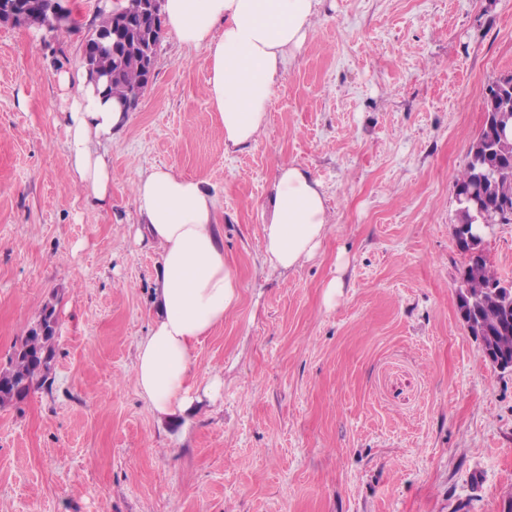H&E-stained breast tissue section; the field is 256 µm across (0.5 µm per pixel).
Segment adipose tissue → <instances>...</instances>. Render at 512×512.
Returning a JSON list of instances; mask_svg holds the SVG:
<instances>
[{"label": "adipose tissue", "mask_w": 512, "mask_h": 512, "mask_svg": "<svg viewBox=\"0 0 512 512\" xmlns=\"http://www.w3.org/2000/svg\"><path fill=\"white\" fill-rule=\"evenodd\" d=\"M323 0H162L169 34L204 51L207 94L224 127V146L255 143L287 67L311 34ZM64 107L69 175L94 210L112 207V162L103 146L121 136L132 113L97 93L85 70L57 76ZM138 242L157 246L155 318L137 344L134 376L158 419L194 404L198 345L239 302L237 277L224 259L215 199L205 182L176 166H153L133 181ZM262 228L264 261L289 270L312 259L328 232L326 198L309 170L280 166Z\"/></svg>", "instance_id": "1"}]
</instances>
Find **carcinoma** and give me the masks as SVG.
Instances as JSON below:
<instances>
[{"mask_svg":"<svg viewBox=\"0 0 512 512\" xmlns=\"http://www.w3.org/2000/svg\"><path fill=\"white\" fill-rule=\"evenodd\" d=\"M29 24L54 29L42 0H25ZM122 24H112V12H101L92 24L83 50L82 65L90 75H101L103 95H117L129 102L134 92L149 86L142 63L145 50H155L162 39L161 19H152L148 0H129L121 9ZM485 121L472 141L466 162L454 184L458 224L512 223V91L499 84L488 88L482 101ZM466 257L463 287L458 308L473 303L465 325L472 336L488 347L512 355V322H507L499 304L487 293L501 282L486 256H477L468 246L459 247ZM57 321L54 305L47 303L37 323L30 327L0 371V408L24 401L33 390L45 385L52 374Z\"/></svg>","mask_w":512,"mask_h":512,"instance_id":"1","label":"carcinoma"}]
</instances>
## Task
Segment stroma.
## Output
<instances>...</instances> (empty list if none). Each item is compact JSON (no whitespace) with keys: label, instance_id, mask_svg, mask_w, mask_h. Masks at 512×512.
Wrapping results in <instances>:
<instances>
[{"label":"stroma","instance_id":"obj_1","mask_svg":"<svg viewBox=\"0 0 512 512\" xmlns=\"http://www.w3.org/2000/svg\"><path fill=\"white\" fill-rule=\"evenodd\" d=\"M61 2L78 27L0 23V368L46 302L58 323L50 385L0 408V512H505L512 372L457 313L453 184L512 75V0H324L264 133L236 151L204 53L164 35L106 146L100 212L68 176L54 76L106 0ZM288 163L321 182L329 229L283 272L262 226ZM154 165L211 188L240 292L197 348V385L220 394L163 422L134 377L160 253L134 240L132 181ZM482 248L512 282V223Z\"/></svg>","mask_w":512,"mask_h":512}]
</instances>
